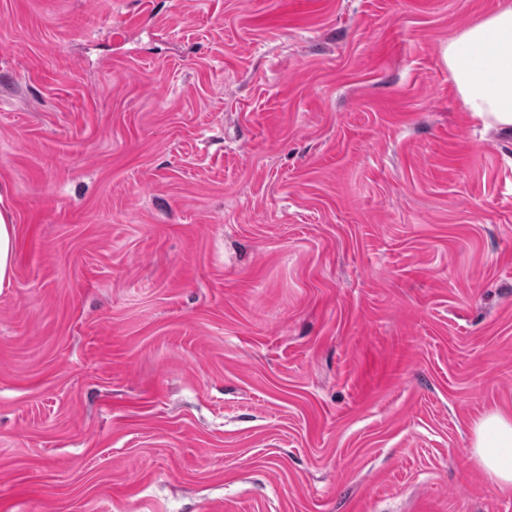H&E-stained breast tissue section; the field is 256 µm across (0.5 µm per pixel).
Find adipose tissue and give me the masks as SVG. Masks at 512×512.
I'll use <instances>...</instances> for the list:
<instances>
[{
  "label": "adipose tissue",
  "mask_w": 512,
  "mask_h": 512,
  "mask_svg": "<svg viewBox=\"0 0 512 512\" xmlns=\"http://www.w3.org/2000/svg\"><path fill=\"white\" fill-rule=\"evenodd\" d=\"M448 71L466 111L512 127V0L448 40ZM473 454L489 480L512 487V413L495 410L473 427Z\"/></svg>",
  "instance_id": "1"
}]
</instances>
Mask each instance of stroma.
Instances as JSON below:
<instances>
[{"instance_id":"35a3bbf8","label":"stroma","mask_w":512,"mask_h":512,"mask_svg":"<svg viewBox=\"0 0 512 512\" xmlns=\"http://www.w3.org/2000/svg\"><path fill=\"white\" fill-rule=\"evenodd\" d=\"M504 0H0V512H512ZM446 57L466 111L512 127V3L449 38ZM16 230L9 214L0 212V288L9 284L15 267ZM473 454L489 480L499 488L512 487V413L495 410L473 427Z\"/></svg>"}]
</instances>
